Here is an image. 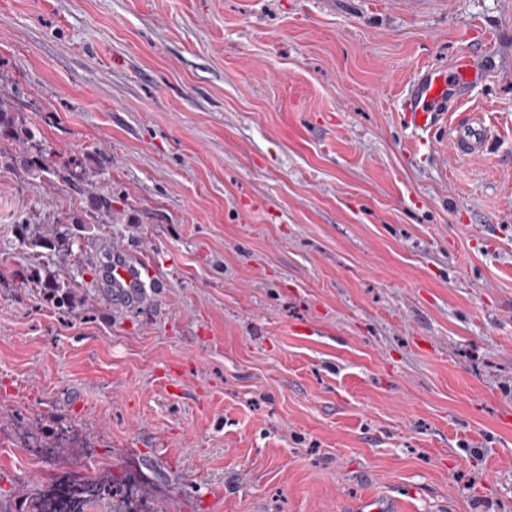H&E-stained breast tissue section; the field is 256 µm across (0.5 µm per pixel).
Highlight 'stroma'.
Returning <instances> with one entry per match:
<instances>
[{"mask_svg":"<svg viewBox=\"0 0 512 512\" xmlns=\"http://www.w3.org/2000/svg\"><path fill=\"white\" fill-rule=\"evenodd\" d=\"M462 55L481 159L404 119ZM0 86L57 162L0 169V245L75 155L133 217L68 312L0 269V512H512V0H0ZM103 280L112 300L133 304L153 285L147 283L137 262L130 259L120 248H112L110 259L103 270ZM68 492L73 504V508L68 511L58 510V503L54 494L44 498L42 495V504L46 508V512H85L86 505L93 501L104 498L105 495L110 494V489L97 478L83 479L78 483H70Z\"/></svg>","mask_w":512,"mask_h":512,"instance_id":"1","label":"stroma"}]
</instances>
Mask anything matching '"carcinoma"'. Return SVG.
<instances>
[{
  "mask_svg": "<svg viewBox=\"0 0 512 512\" xmlns=\"http://www.w3.org/2000/svg\"><path fill=\"white\" fill-rule=\"evenodd\" d=\"M13 142L20 146L33 145L35 151L26 150L17 155L6 149V145ZM53 156L51 147L36 143V135L27 125L23 111L0 97V161L7 160V165L22 171L32 180L44 181L56 173ZM69 186L72 199L88 200L85 216L72 213L54 221L55 227L50 234L35 228L28 217L15 225L17 246L29 257L25 284L43 290L58 310L70 309L77 302L78 285L75 276L70 274L62 277L51 269V265L72 256L74 238L87 230L88 225L125 221V211L116 208V204L122 203V200L112 195V184L98 186L88 180L86 172L81 170L70 174ZM68 492L73 504L68 512H85L89 502L104 498L110 489L96 478H86L71 484Z\"/></svg>",
  "mask_w": 512,
  "mask_h": 512,
  "instance_id": "cac0c4a2",
  "label": "carcinoma"
}]
</instances>
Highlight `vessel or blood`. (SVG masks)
<instances>
[{
  "instance_id": "b4317fda",
  "label": "vessel or blood",
  "mask_w": 512,
  "mask_h": 512,
  "mask_svg": "<svg viewBox=\"0 0 512 512\" xmlns=\"http://www.w3.org/2000/svg\"><path fill=\"white\" fill-rule=\"evenodd\" d=\"M475 76L470 61L463 57L458 58L454 70L432 68L425 71L407 91L405 119L409 126L420 132L440 127L443 123L440 104L448 101L460 86ZM491 136L492 131L483 116L474 112L469 114L465 123L453 126L449 145L457 157L478 159L486 156ZM103 280L108 295L124 304L135 303L148 288L136 261L119 248L113 249L106 262Z\"/></svg>"
}]
</instances>
